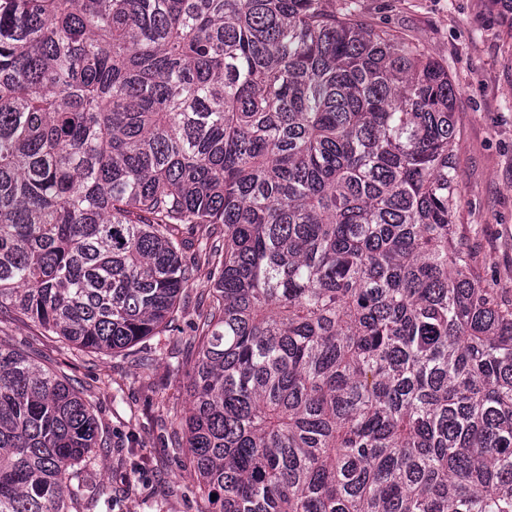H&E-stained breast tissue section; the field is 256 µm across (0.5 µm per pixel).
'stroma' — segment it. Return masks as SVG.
<instances>
[{
  "label": "stroma",
  "instance_id": "obj_1",
  "mask_svg": "<svg viewBox=\"0 0 512 512\" xmlns=\"http://www.w3.org/2000/svg\"><path fill=\"white\" fill-rule=\"evenodd\" d=\"M358 6L370 24L404 34L447 67L461 130L456 222L483 283L512 295V0ZM209 273L199 265L173 331L122 352L81 351L16 314H0V344L66 376L92 404L106 446L81 480L107 484L117 512H211L172 443L190 407L191 327L206 306Z\"/></svg>",
  "mask_w": 512,
  "mask_h": 512
}]
</instances>
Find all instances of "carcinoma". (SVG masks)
Segmentation results:
<instances>
[{
  "label": "carcinoma",
  "instance_id": "1",
  "mask_svg": "<svg viewBox=\"0 0 512 512\" xmlns=\"http://www.w3.org/2000/svg\"><path fill=\"white\" fill-rule=\"evenodd\" d=\"M0 0V313L170 330L214 512H512V297L454 216L446 68L355 0ZM91 404L0 345V512H77Z\"/></svg>",
  "mask_w": 512,
  "mask_h": 512
}]
</instances>
